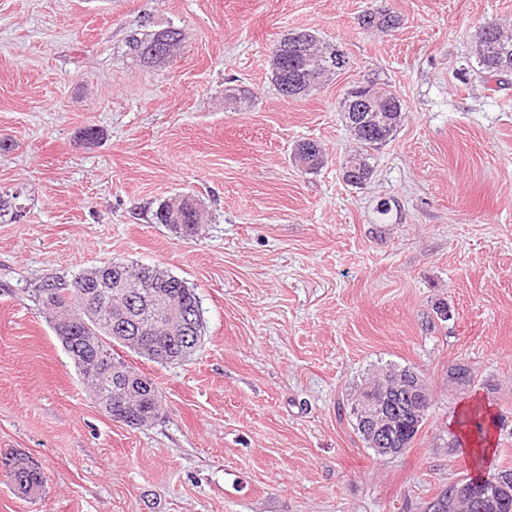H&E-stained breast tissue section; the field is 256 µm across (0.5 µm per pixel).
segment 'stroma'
Wrapping results in <instances>:
<instances>
[{"label":"stroma","mask_w":512,"mask_h":512,"mask_svg":"<svg viewBox=\"0 0 512 512\" xmlns=\"http://www.w3.org/2000/svg\"><path fill=\"white\" fill-rule=\"evenodd\" d=\"M389 4L402 22L385 36L359 23L375 0H0V197L18 209L0 219V512H424L512 467V80L469 69L478 26L512 22V0ZM147 15L184 34L156 66L126 44ZM293 30L350 64L287 100L269 47ZM365 75L404 119L354 188L339 103ZM304 139L322 168L292 163ZM181 194L206 218L192 240L153 221ZM109 259L166 269L201 301L186 361L122 353L164 399L148 427L93 403L33 298ZM390 362L423 374L432 405L405 454L379 457L350 398ZM460 362L470 387L448 379ZM472 404L505 421L480 470L448 446ZM15 454L43 472L39 497L8 478ZM295 164L302 162L306 165L305 171H313L322 167L327 159L322 145L316 140L305 139L294 145L291 152Z\"/></svg>","instance_id":"stroma-1"}]
</instances>
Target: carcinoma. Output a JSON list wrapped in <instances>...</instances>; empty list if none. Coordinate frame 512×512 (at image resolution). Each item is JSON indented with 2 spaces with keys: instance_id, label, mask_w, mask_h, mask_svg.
<instances>
[{
  "instance_id": "1",
  "label": "carcinoma",
  "mask_w": 512,
  "mask_h": 512,
  "mask_svg": "<svg viewBox=\"0 0 512 512\" xmlns=\"http://www.w3.org/2000/svg\"><path fill=\"white\" fill-rule=\"evenodd\" d=\"M360 21L363 28L376 31L394 30L401 24L400 16L389 8L381 11L371 9L362 14ZM170 34L171 27L168 26L145 37L133 35L128 44L140 61L151 66L157 63L150 53L152 45L162 38L170 37ZM302 35L306 37L305 55L296 56L290 51L288 40L291 39V34L286 33L279 39V51L269 58L270 82L278 94L287 99L308 95L337 75L349 63L339 46L315 32L304 31ZM473 57L477 72L483 75V78L500 81L511 76L512 32L496 21L484 23L478 27L475 34ZM327 58L336 60V64L329 69L322 67ZM361 82L369 85L372 94L371 102L364 107V117L358 119L356 113L350 110L349 100ZM340 112L359 145L356 153L345 161L342 178L349 186L361 187L373 175V166L370 163L372 152L390 142L395 136L402 120L404 104L391 86L364 77L354 82L347 90L340 105ZM291 157L296 163H304L308 171L322 167L327 159L322 145L313 139L296 143ZM154 219L156 223L164 224L180 236L192 240L198 236L201 213L188 199L164 200L156 208ZM104 265L112 277L125 273V267L129 265L135 266L139 270L138 280L125 288H112L105 295L93 296L74 288L73 283L68 280L62 281L51 277L36 288L35 299L41 305L44 315L60 316L59 326L63 334L71 337V350H80L100 357V363L104 366L102 388H97L86 374H81V377L88 385L93 399L109 400L112 410L115 411L118 404L124 402L121 394L117 393V388L125 383L126 376L139 375L138 371L119 356L115 348H126L134 353L137 349L113 337L107 327L96 321V309L118 310L126 305L127 296L131 293L143 288L155 289L157 306L147 309L145 317L154 324V336L157 340L171 351V364L187 360L199 348L204 326L200 298L195 288L184 279L149 264H128L109 260L104 262ZM171 302L190 311V319H182L175 334L171 332L163 315V307ZM140 389L142 406L147 409L152 408L154 401L162 397L151 379L147 380V384L140 386ZM425 421L426 418L422 417L412 422L393 447L401 449L403 453L407 452ZM22 459L24 456L20 454L11 457L14 468L9 471L10 478L21 494L25 493V487L28 485L44 486L41 470L17 464V461ZM492 497L497 503L495 512H512V481L504 488L492 492Z\"/></svg>"
}]
</instances>
